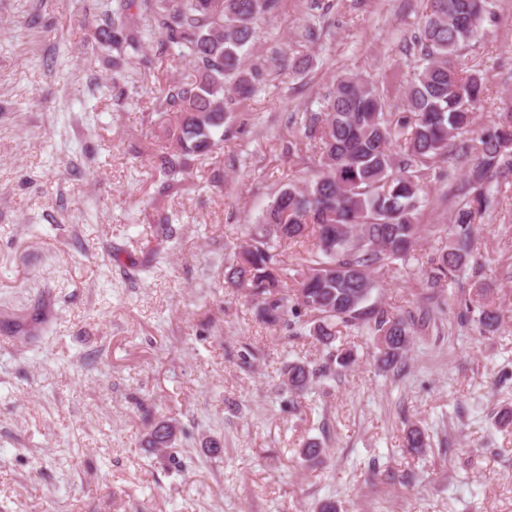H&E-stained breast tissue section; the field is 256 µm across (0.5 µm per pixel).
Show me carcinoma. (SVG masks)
Masks as SVG:
<instances>
[{
	"label": "carcinoma",
	"instance_id": "carcinoma-1",
	"mask_svg": "<svg viewBox=\"0 0 512 512\" xmlns=\"http://www.w3.org/2000/svg\"><path fill=\"white\" fill-rule=\"evenodd\" d=\"M279 0H116L104 25L116 34L135 19L137 32L114 39L118 69L141 54L159 34L168 54L186 58L192 74L165 81L154 93L155 110L176 153L155 154L154 174L168 187L185 173L186 156H205L224 147V125L243 116L239 106L266 82L267 73L246 64L245 47L257 21ZM489 15L488 0H427L418 37L422 65L404 91L408 114L392 121L379 89L353 73L340 76L323 109L307 112L304 126L315 141L309 158L311 178L278 192L256 224L246 225V241L224 265V278L256 304L266 326L294 334L308 330L329 348L342 330L373 338L375 362L382 371L406 357L415 322L372 302L375 274L394 260L408 261L419 239V211L430 172L448 156L455 138L475 124L484 97L482 77L458 63L460 52ZM512 174V112L479 137L466 170L462 200L450 216L447 244L430 259L427 284L443 283L467 269L472 244L491 185ZM306 254L305 268L288 280L286 250ZM497 311L472 317L480 332L491 333ZM288 389H308L316 370L290 362ZM177 426L160 421L148 445L172 446ZM405 447L421 452L425 433L409 429Z\"/></svg>",
	"mask_w": 512,
	"mask_h": 512
}]
</instances>
